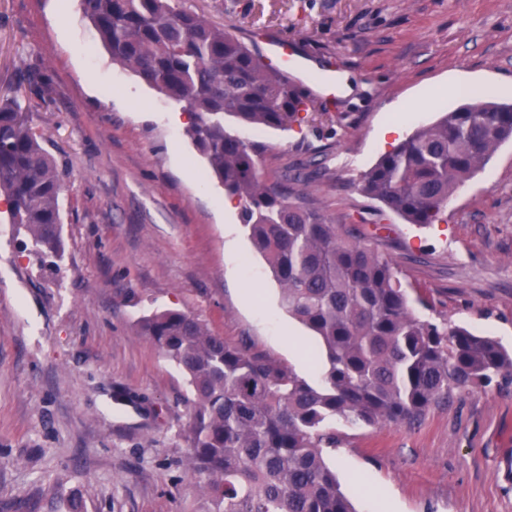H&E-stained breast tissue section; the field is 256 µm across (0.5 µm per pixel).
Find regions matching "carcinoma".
<instances>
[{
    "label": "carcinoma",
    "instance_id": "carcinoma-1",
    "mask_svg": "<svg viewBox=\"0 0 512 512\" xmlns=\"http://www.w3.org/2000/svg\"><path fill=\"white\" fill-rule=\"evenodd\" d=\"M100 44L193 115L189 135L281 286L288 314L312 331L322 383L211 334L178 310L141 331L189 378L188 468L209 512H355L323 449L326 422L412 426L459 389L512 382V353L494 338L412 313L391 259L293 200L288 177L261 173L265 147L235 125L285 130L318 111L307 90L263 64L236 35L175 0H79ZM512 139V105L473 99L417 128L366 170L361 192L411 224H433L464 182ZM65 172L16 100L0 97V192L23 247L42 267L62 258Z\"/></svg>",
    "mask_w": 512,
    "mask_h": 512
}]
</instances>
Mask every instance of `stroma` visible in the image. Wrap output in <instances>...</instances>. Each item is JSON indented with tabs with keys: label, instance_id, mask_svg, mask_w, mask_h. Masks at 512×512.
<instances>
[{
	"label": "stroma",
	"instance_id": "1",
	"mask_svg": "<svg viewBox=\"0 0 512 512\" xmlns=\"http://www.w3.org/2000/svg\"><path fill=\"white\" fill-rule=\"evenodd\" d=\"M0 0V92L17 89L65 168L63 256L41 270L16 244L0 196V512H208L189 473L186 375L140 331L165 309L226 342L294 367L317 340L288 316L280 285L240 222L241 203L207 176L181 106L112 60L66 0ZM249 48L294 41L308 75L329 64L353 95L318 98L263 142L262 172L311 163L306 199L359 229L394 263L412 312L497 338L512 351V140L419 226L381 212L362 173L417 127L478 89L512 104V0H179ZM45 73V87L27 71ZM458 85L448 93V85ZM411 108L379 143L392 107ZM325 449L357 512H512V384L457 390L418 424L330 421Z\"/></svg>",
	"mask_w": 512,
	"mask_h": 512
}]
</instances>
